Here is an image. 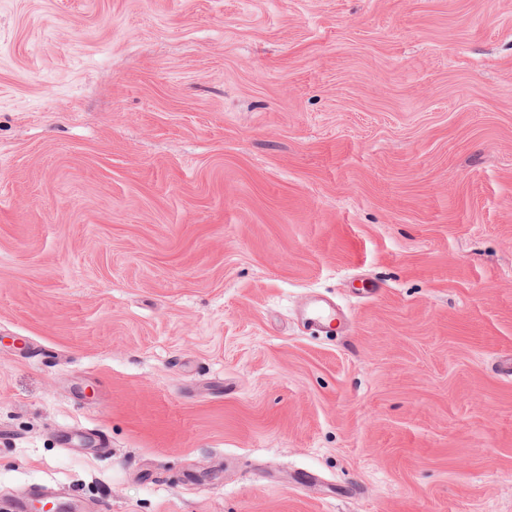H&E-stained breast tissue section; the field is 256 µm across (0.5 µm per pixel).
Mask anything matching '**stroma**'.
<instances>
[{
	"mask_svg": "<svg viewBox=\"0 0 512 512\" xmlns=\"http://www.w3.org/2000/svg\"><path fill=\"white\" fill-rule=\"evenodd\" d=\"M511 359L512 0H0V498L512 512Z\"/></svg>",
	"mask_w": 512,
	"mask_h": 512,
	"instance_id": "1",
	"label": "stroma"
}]
</instances>
